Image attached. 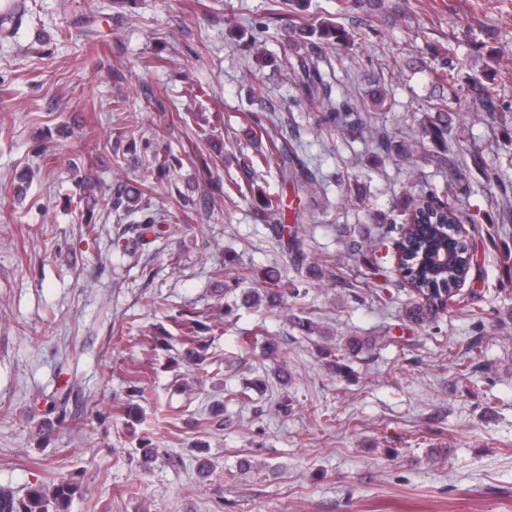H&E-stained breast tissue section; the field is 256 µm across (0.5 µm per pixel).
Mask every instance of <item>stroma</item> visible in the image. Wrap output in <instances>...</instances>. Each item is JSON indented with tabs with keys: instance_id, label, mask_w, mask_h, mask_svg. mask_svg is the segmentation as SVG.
<instances>
[{
	"instance_id": "35a3bbf8",
	"label": "stroma",
	"mask_w": 512,
	"mask_h": 512,
	"mask_svg": "<svg viewBox=\"0 0 512 512\" xmlns=\"http://www.w3.org/2000/svg\"><path fill=\"white\" fill-rule=\"evenodd\" d=\"M20 7L0 36V488L21 496L76 474L70 512H512V0H383L372 13L350 0H0V14ZM320 18L368 33L336 50L331 83L332 99L367 112L368 80L383 75L395 104L365 126L318 131L317 105L292 107L275 70L293 52L285 26ZM437 56L488 74L510 105L490 116L459 101L447 152L459 182L420 132L405 157L371 138L435 107ZM289 114L322 188L259 173L282 207L264 216L258 198L206 186L201 156L223 146L221 182H245V119L276 139ZM123 127L134 149L87 159L91 140ZM475 145L498 179L472 171ZM156 151L176 162L144 205L172 231L144 245L86 201L110 198ZM434 185L455 199L476 261L453 302L417 320L395 218ZM297 213L301 266L276 234ZM267 288L287 303H244ZM185 314L207 325L205 361L178 348ZM352 339L369 347L337 371ZM62 387L81 425L40 437Z\"/></svg>"
}]
</instances>
